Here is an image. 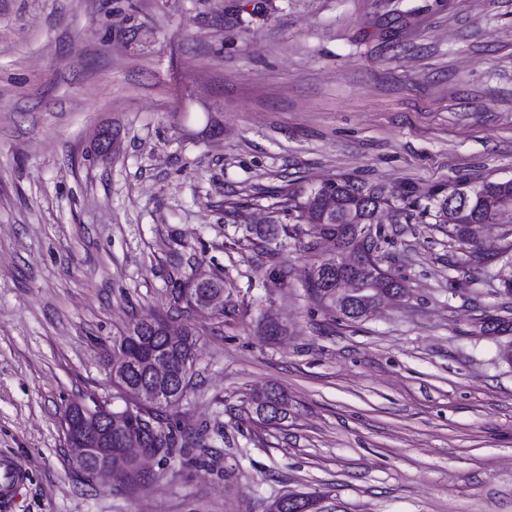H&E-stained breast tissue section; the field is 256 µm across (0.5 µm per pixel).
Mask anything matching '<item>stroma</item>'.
<instances>
[{
	"instance_id": "1",
	"label": "stroma",
	"mask_w": 512,
	"mask_h": 512,
	"mask_svg": "<svg viewBox=\"0 0 512 512\" xmlns=\"http://www.w3.org/2000/svg\"><path fill=\"white\" fill-rule=\"evenodd\" d=\"M110 128L117 150L98 158ZM343 176L425 193L512 178V0H0V454L10 512H512V225L472 257L380 213L407 295L347 319L307 288L272 192ZM275 224V223H274ZM224 280V309L179 289ZM199 336L172 454L74 467L64 410L110 399L112 338ZM286 334L266 340V318ZM288 395L280 426L247 393ZM28 479L27 470L14 458L0 457V505L7 507L10 500Z\"/></svg>"
}]
</instances>
